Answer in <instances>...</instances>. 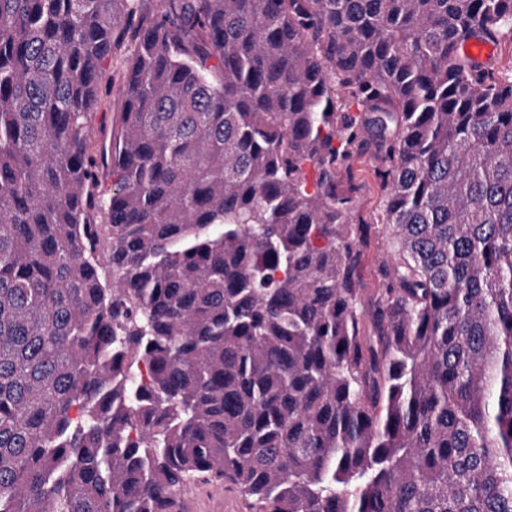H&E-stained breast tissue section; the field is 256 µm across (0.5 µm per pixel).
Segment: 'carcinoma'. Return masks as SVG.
Returning <instances> with one entry per match:
<instances>
[{
	"label": "carcinoma",
	"instance_id": "carcinoma-1",
	"mask_svg": "<svg viewBox=\"0 0 512 512\" xmlns=\"http://www.w3.org/2000/svg\"><path fill=\"white\" fill-rule=\"evenodd\" d=\"M143 2L0 0V512H512V0ZM466 51L469 52L471 55L480 57V58H487L491 54V56H494L497 61V66L499 69H509L512 65V55L507 46H503L502 48H494L489 44H474V45H468L466 47ZM493 51V53H492ZM109 74L110 85L106 92L103 91L101 104L90 118L92 137L95 143L101 146H108L110 144L112 124L115 125L118 121L120 112L123 109L122 99L116 88L112 87V74L115 76L116 82L118 79L116 71L112 73V65L110 66ZM350 163L354 182L360 187L356 213L367 224L358 275L361 288H365L367 294H374L379 288L385 287L380 268L391 255L380 218L384 192L378 170L385 163L371 152L354 155ZM187 498L195 502L196 512H250L240 495L226 484L197 482L188 488ZM224 503H228L233 510L225 511ZM221 505L223 510H217Z\"/></svg>",
	"mask_w": 512,
	"mask_h": 512
}]
</instances>
